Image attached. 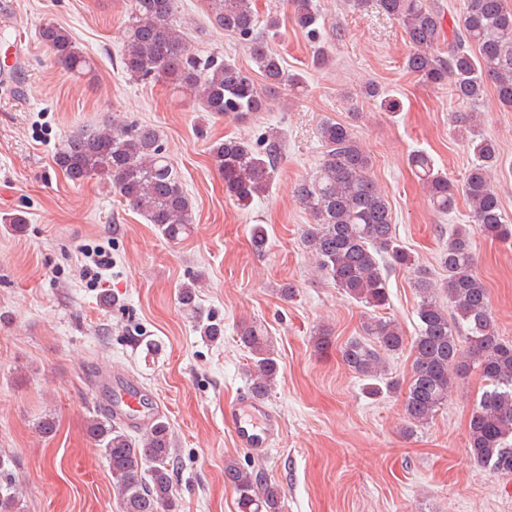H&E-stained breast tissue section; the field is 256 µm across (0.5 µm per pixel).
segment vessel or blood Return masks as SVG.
<instances>
[{
	"mask_svg": "<svg viewBox=\"0 0 512 512\" xmlns=\"http://www.w3.org/2000/svg\"><path fill=\"white\" fill-rule=\"evenodd\" d=\"M25 42L0 45V86L13 84L19 74L24 55ZM111 383L114 391L112 415L133 427L150 425L158 416L157 411L144 407L138 387L130 380L116 375L106 378L98 375L97 385ZM224 422L231 427L238 447L256 455L266 454L277 442L282 431L281 419L261 398L252 393H243L234 402L224 407Z\"/></svg>",
	"mask_w": 512,
	"mask_h": 512,
	"instance_id": "1",
	"label": "vessel or blood"
}]
</instances>
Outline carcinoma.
Segmentation results:
<instances>
[{"label":"carcinoma","instance_id":"1","mask_svg":"<svg viewBox=\"0 0 512 512\" xmlns=\"http://www.w3.org/2000/svg\"><path fill=\"white\" fill-rule=\"evenodd\" d=\"M123 27L121 70L130 79L161 82L194 92L206 112L245 120L270 105L284 85L299 88L270 52L257 28L253 0H207L213 22L244 41L250 59L265 84L218 55L196 56L185 43L178 17L179 0H129ZM354 7L373 6L401 24L410 51L405 69L426 85H448L455 101L477 102L491 87L500 105L512 108V4L509 0H466L457 26L446 30L443 15L427 0H350ZM293 19L312 41L320 37L316 0H290ZM56 62L85 74L90 60L75 46L69 32L53 23L39 31ZM362 94L381 110L392 112L396 102L375 84ZM454 121L466 131L474 159L461 185L435 167L433 159L416 152L408 165L424 187L433 208L447 214L462 192L470 209V224L457 228L439 253L448 272L442 284L413 263L396 236L391 209L369 175L372 158L357 141L350 125L327 120L317 131L322 162L296 187V198L313 217L303 231V246L315 271L339 290L371 310L363 322L369 340L354 338L341 350L342 361L366 381L365 393L377 398L398 389L388 376L386 356L402 349L405 336L398 323L374 315L389 301L385 265L412 270L418 293V336L412 341V375L403 399L405 433L430 423L448 403L453 379L477 371L485 389L469 419L470 457L497 475H512V340L499 335L488 289L475 271L472 236L512 242V219L503 210L493 176L501 166L498 146L481 132L480 115L460 112ZM282 144L271 133L252 143L227 138L211 144L210 154L224 180L226 198L246 211L268 192L277 172ZM54 163L70 180L97 177L115 190L148 223L170 241L192 231V206L176 176L159 131L152 125L102 121L69 136L54 155ZM250 243L257 252L267 248L266 229L255 224ZM198 284H184L178 302L201 334L211 340L224 336V326L203 316ZM444 292L448 304L438 299ZM237 336L248 352L247 381L267 398L280 377V366L268 337L256 323L240 325ZM86 430L108 463L120 494L121 512H176L173 497L174 443L170 424L157 418L133 436L112 417L94 415ZM224 483L237 495L238 512H283V495L237 461L224 462ZM22 490L0 460V512H19Z\"/></svg>","mask_w":512,"mask_h":512}]
</instances>
